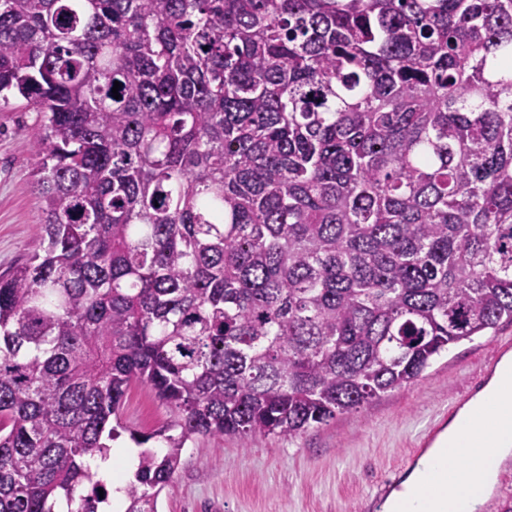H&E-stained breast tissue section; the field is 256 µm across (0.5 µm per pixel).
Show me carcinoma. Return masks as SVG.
Listing matches in <instances>:
<instances>
[{"instance_id": "obj_1", "label": "carcinoma", "mask_w": 512, "mask_h": 512, "mask_svg": "<svg viewBox=\"0 0 512 512\" xmlns=\"http://www.w3.org/2000/svg\"><path fill=\"white\" fill-rule=\"evenodd\" d=\"M16 96L44 222L0 274V512H99L134 384L156 512L187 443L296 438L512 322V0H0ZM123 426L126 430H120L121 436L112 442H108L112 453L105 459L95 458L89 461L92 470L102 474L108 482L112 483V508H120L123 500L121 492L116 489L122 487L132 474V463L144 449H151L158 455L164 453L165 448L161 442L150 440L146 444L137 445L130 439V431L148 434L171 419V412L148 386L142 384L133 385L128 391L121 408ZM132 446L135 448H126ZM124 447V448H121ZM139 448V452L138 449ZM121 477L114 478L118 473Z\"/></svg>"}]
</instances>
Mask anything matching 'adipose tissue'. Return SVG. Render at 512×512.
I'll list each match as a JSON object with an SVG mask.
<instances>
[{
	"label": "adipose tissue",
	"instance_id": "adipose-tissue-1",
	"mask_svg": "<svg viewBox=\"0 0 512 512\" xmlns=\"http://www.w3.org/2000/svg\"><path fill=\"white\" fill-rule=\"evenodd\" d=\"M512 453V362L503 363L486 388L449 422L435 447L392 492L383 512H476L492 489L496 462ZM137 457L133 448H116L107 458L90 462L111 480L113 507L123 500L121 488Z\"/></svg>",
	"mask_w": 512,
	"mask_h": 512
}]
</instances>
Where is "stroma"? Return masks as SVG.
I'll return each mask as SVG.
<instances>
[{
    "label": "stroma",
    "instance_id": "35a3bbf8",
    "mask_svg": "<svg viewBox=\"0 0 512 512\" xmlns=\"http://www.w3.org/2000/svg\"><path fill=\"white\" fill-rule=\"evenodd\" d=\"M40 114L12 98L0 112V272L39 248L40 204L32 188V145ZM512 343V323L451 346L411 386L373 399L287 439L201 438L188 444L179 469L160 493L157 512H381L385 482L400 483L416 464L429 428L449 421L489 381L488 365ZM124 429L150 433L171 412L148 386L133 385L121 408Z\"/></svg>",
    "mask_w": 512,
    "mask_h": 512
}]
</instances>
